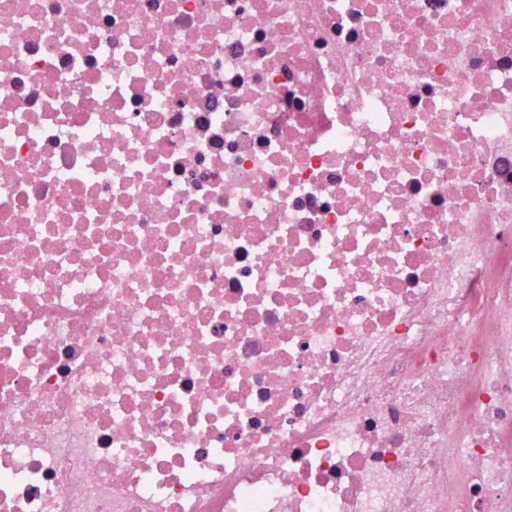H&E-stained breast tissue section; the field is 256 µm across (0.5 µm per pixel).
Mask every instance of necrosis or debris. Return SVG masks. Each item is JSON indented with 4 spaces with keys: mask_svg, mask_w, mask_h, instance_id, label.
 <instances>
[{
    "mask_svg": "<svg viewBox=\"0 0 512 512\" xmlns=\"http://www.w3.org/2000/svg\"><path fill=\"white\" fill-rule=\"evenodd\" d=\"M0 512H512V0H0Z\"/></svg>",
    "mask_w": 512,
    "mask_h": 512,
    "instance_id": "obj_1",
    "label": "necrosis or debris"
}]
</instances>
